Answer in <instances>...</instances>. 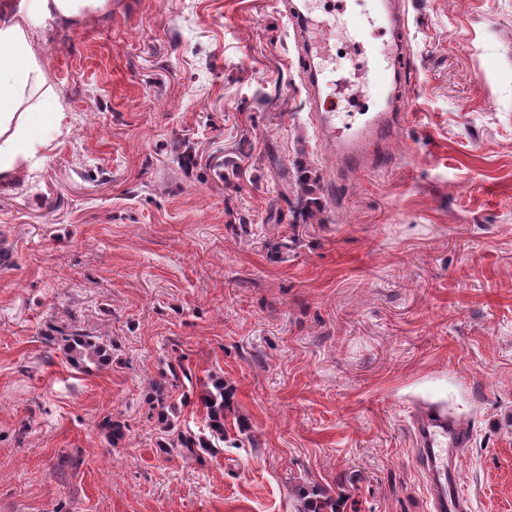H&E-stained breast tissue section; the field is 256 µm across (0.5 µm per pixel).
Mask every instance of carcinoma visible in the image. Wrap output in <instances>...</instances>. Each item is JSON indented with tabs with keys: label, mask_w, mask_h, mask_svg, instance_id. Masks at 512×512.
<instances>
[{
	"label": "carcinoma",
	"mask_w": 512,
	"mask_h": 512,
	"mask_svg": "<svg viewBox=\"0 0 512 512\" xmlns=\"http://www.w3.org/2000/svg\"><path fill=\"white\" fill-rule=\"evenodd\" d=\"M46 342L59 349L64 358L76 368H86L93 364L97 367L105 366L110 360L109 344L98 336H93L83 330H72L50 324L46 330ZM170 378L168 386L156 388L153 399V409L157 411L160 421L161 436L157 441L160 452L171 455L196 457L203 459V455L214 457L218 454L221 443L224 442V409L228 406L224 379L209 376L210 383L205 385L204 391L198 395L201 406L205 409V427L207 431L195 432L191 428L181 429L170 422L169 412L174 410L168 402L167 387H179L183 381L193 382L192 372L184 365L183 357L179 356L170 364ZM100 427L107 432L112 443L116 444L124 438L123 426L104 417Z\"/></svg>",
	"instance_id": "carcinoma-1"
}]
</instances>
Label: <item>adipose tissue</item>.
I'll list each match as a JSON object with an SVG mask.
<instances>
[{"mask_svg":"<svg viewBox=\"0 0 512 512\" xmlns=\"http://www.w3.org/2000/svg\"><path fill=\"white\" fill-rule=\"evenodd\" d=\"M109 0H21L17 15L0 21V179L14 177L47 148L64 120L57 96L30 43L40 17H76Z\"/></svg>","mask_w":512,"mask_h":512,"instance_id":"obj_1","label":"adipose tissue"}]
</instances>
